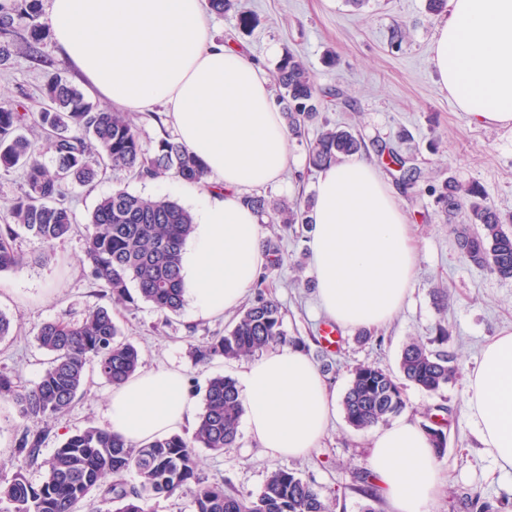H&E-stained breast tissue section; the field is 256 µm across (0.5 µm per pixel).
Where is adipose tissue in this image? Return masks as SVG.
<instances>
[{"mask_svg": "<svg viewBox=\"0 0 512 512\" xmlns=\"http://www.w3.org/2000/svg\"><path fill=\"white\" fill-rule=\"evenodd\" d=\"M430 63L474 124L512 128V0H448ZM61 54L89 89L129 112L162 111L177 139L206 163L182 275L196 317L235 309L264 261L243 191L278 183L291 138L260 66L212 34L202 0H50ZM309 241L321 307L344 330L380 326L412 286L417 247L392 188L354 154L324 166ZM247 429L274 456L299 457L336 415L314 362L291 346L245 365ZM466 414L501 472H512V330L489 338L468 375ZM196 414L184 374L141 370L114 387L110 431L134 445L179 432ZM371 466L389 512H429L446 479L425 432L406 420L372 431Z\"/></svg>", "mask_w": 512, "mask_h": 512, "instance_id": "adipose-tissue-1", "label": "adipose tissue"}]
</instances>
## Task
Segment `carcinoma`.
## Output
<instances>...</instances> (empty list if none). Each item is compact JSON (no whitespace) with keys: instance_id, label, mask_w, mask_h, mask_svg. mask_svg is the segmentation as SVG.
<instances>
[{"instance_id":"carcinoma-1","label":"carcinoma","mask_w":512,"mask_h":512,"mask_svg":"<svg viewBox=\"0 0 512 512\" xmlns=\"http://www.w3.org/2000/svg\"><path fill=\"white\" fill-rule=\"evenodd\" d=\"M42 0H0V69L14 55L17 21L28 20L23 40L31 59L44 65L40 43L45 32L38 23ZM280 88L279 111L291 135L299 137L319 115L320 88L309 70L287 53L274 74ZM48 104L37 115L19 101L0 100V169L23 170L25 187L11 204L9 221L0 224V272L25 263L14 241L22 230L44 242L68 237L75 230L73 214L64 204V187L89 185L105 168L139 178L173 176L206 185L208 170L201 159L169 137L144 149L136 123L124 112L103 109L85 93L55 74L46 82ZM45 135L55 167L35 156L25 135L29 123ZM362 147L351 130L322 125L308 146L313 170L353 155ZM399 166L404 189L419 188L421 171L391 153ZM455 235L462 258L501 278H512V217H504L477 185L453 178L441 189L429 188ZM246 206L271 224H310L312 201L292 204L282 199L251 195ZM194 230L192 214L167 197H144L120 185L102 197L87 217V247L83 266L92 281L105 288L114 302L136 306L148 303L163 315L177 314L185 302L181 276L182 251ZM49 365L38 379L21 385L0 373V401L10 403L18 417L33 426L23 427L15 443L18 465L9 477H0V512H150V500L183 491L192 494L194 512H331L316 488L294 473L276 470L260 494L252 498L224 490V483L198 472L197 448L222 453L235 446L243 404L234 379H209L203 407L191 436L179 434L133 446L111 431L88 426L64 437L47 462L39 483L27 476L38 463L49 437L43 423L68 411L81 394L87 365L95 363L107 383L119 386L142 365L138 348L121 332L112 311L96 305L78 319L48 321L36 335ZM287 342L281 304L262 295L242 311L231 329L195 349L198 363L215 358L242 359ZM458 373L452 356L430 350L414 340L402 350L398 373L371 364H357L342 400L350 427L365 431L398 414L404 407L401 382L429 394L442 391ZM437 457L447 448L443 425L425 427ZM134 471L139 482L126 483Z\"/></svg>"}]
</instances>
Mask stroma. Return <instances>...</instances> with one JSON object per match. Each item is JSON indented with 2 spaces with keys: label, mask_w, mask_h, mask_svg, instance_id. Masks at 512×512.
<instances>
[{
  "label": "stroma",
  "mask_w": 512,
  "mask_h": 512,
  "mask_svg": "<svg viewBox=\"0 0 512 512\" xmlns=\"http://www.w3.org/2000/svg\"><path fill=\"white\" fill-rule=\"evenodd\" d=\"M232 10L213 16L216 39L238 47L254 59L265 76H272L285 52L296 54L315 75L326 93L321 118L351 127L363 143L365 155L383 179L395 188L397 203L417 239L414 279L404 307L387 324L338 333L335 347L324 343L326 316L317 302L311 272L308 227L281 224L261 227L264 245L261 289L276 298L283 311L288 339L301 341L306 354L324 370L337 395H344L350 369L359 363L396 369L402 348L418 340L435 351L453 355L459 374L436 394L405 385L402 419L432 424L445 415L448 443L440 460L448 483L431 505V512H477L480 503L491 512H512V474L500 472L481 448L464 410L467 376L488 338L512 328V279H502L463 260L454 237L443 224L428 193L412 194L397 184V172L378 143L392 144L420 168L423 185H441L447 178L479 185L499 211L512 214V129L471 124L447 91L441 90L430 66L439 16L430 14L426 0H367L354 9L346 0H234ZM403 39H394V31ZM9 69L0 70V98L23 102L31 112L45 103V71L30 62L23 43H16ZM310 127L291 145L290 162L278 184L261 188L264 196L288 201L307 200L316 193L317 174L307 169V144L317 135ZM143 196L172 195L182 206L189 199L170 193L166 179L142 180L106 169L90 185H68L67 201L81 226L89 211L116 184ZM28 258L16 271L0 272V311L13 321V333L0 342V372L21 383L35 381L46 366L36 334L47 321L80 317L102 304V292L81 263L83 231L46 244L28 234L17 239ZM112 313L125 336L141 350L145 368L181 370L194 398H201L207 381L216 375L239 378L238 360L195 363V347L230 328L233 317L198 319L191 305L175 315L157 313L146 303L135 308L113 306ZM448 328V342L438 339ZM84 394L69 413L49 424L51 434L41 451L51 458L64 435L89 425H104L112 392L95 366L87 368ZM371 448L367 434L351 428L336 415L315 448L298 458L273 457L240 430L234 447L214 453L197 451L202 474L223 480L226 490L254 496L270 472L283 469L311 483L334 512H388L384 498H370L360 490L369 471ZM41 465L29 470L32 481L46 474Z\"/></svg>",
  "instance_id": "stroma-1"
}]
</instances>
